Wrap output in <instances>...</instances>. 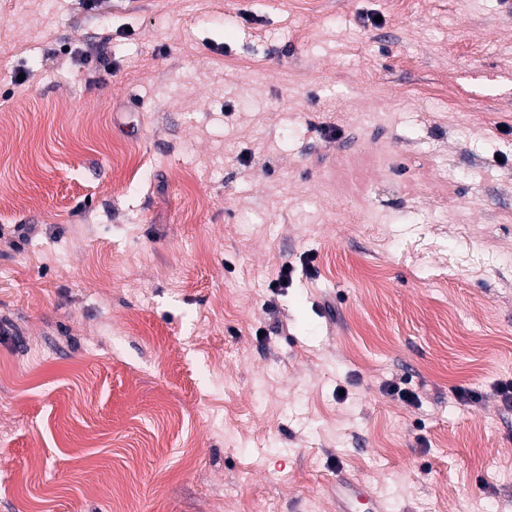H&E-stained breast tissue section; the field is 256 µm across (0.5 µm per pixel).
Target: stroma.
<instances>
[{
	"instance_id": "1",
	"label": "stroma",
	"mask_w": 512,
	"mask_h": 512,
	"mask_svg": "<svg viewBox=\"0 0 512 512\" xmlns=\"http://www.w3.org/2000/svg\"><path fill=\"white\" fill-rule=\"evenodd\" d=\"M86 2L0 0V512H512V0ZM337 493H339V499L336 493V501L339 503L340 508H336L339 512H351V504L353 500L362 499L368 504V512H384L385 507L380 502L375 500L366 489L358 483H348L346 481H340L336 483ZM349 502V506L347 504Z\"/></svg>"
}]
</instances>
